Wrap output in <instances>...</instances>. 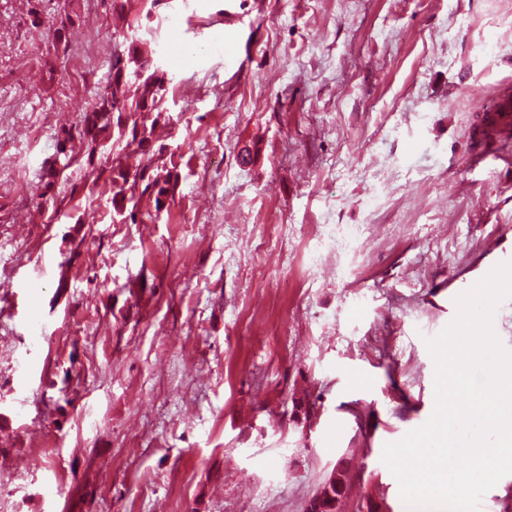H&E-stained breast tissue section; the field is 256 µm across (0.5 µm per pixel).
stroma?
<instances>
[{"instance_id":"35a3bbf8","label":"stroma","mask_w":512,"mask_h":512,"mask_svg":"<svg viewBox=\"0 0 512 512\" xmlns=\"http://www.w3.org/2000/svg\"><path fill=\"white\" fill-rule=\"evenodd\" d=\"M68 5L64 57L0 0V512H307L342 463L339 512H405L382 452L433 412L425 340L512 260V166L468 135L512 83V0ZM129 29L179 174L142 224L112 221L111 159L50 188L55 142L16 134L77 126Z\"/></svg>"}]
</instances>
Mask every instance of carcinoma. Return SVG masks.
<instances>
[{
	"instance_id": "cac0c4a2",
	"label": "carcinoma",
	"mask_w": 512,
	"mask_h": 512,
	"mask_svg": "<svg viewBox=\"0 0 512 512\" xmlns=\"http://www.w3.org/2000/svg\"><path fill=\"white\" fill-rule=\"evenodd\" d=\"M78 13L67 8L54 17L55 49L65 53L71 31L76 26ZM125 63L112 64L104 89L97 95L91 112L81 126L62 128L55 133L59 171H66L74 158V146L85 148L87 156L112 153V222L140 224L143 217L153 218L173 199L176 188L174 168L167 165H146L131 175L122 161V152L132 144L145 154L154 156L164 151L155 146L153 128L145 123V116L154 112L155 119L163 116V98L168 80L165 72L152 66L151 55L142 50L135 35L123 39ZM153 202L154 213L142 212V199ZM350 482L349 468L342 465L337 479L325 484L321 494H341Z\"/></svg>"
}]
</instances>
